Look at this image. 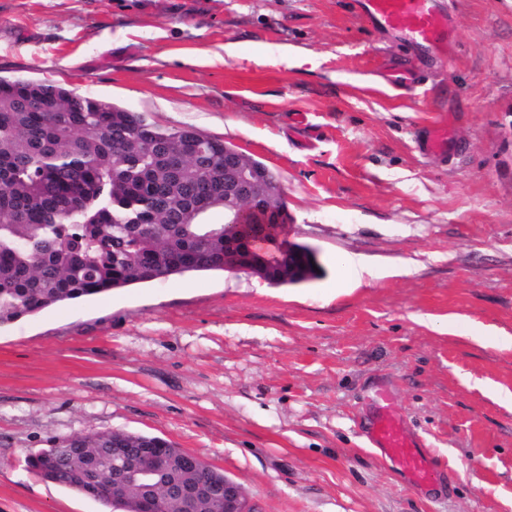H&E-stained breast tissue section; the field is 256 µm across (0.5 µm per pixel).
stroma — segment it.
Masks as SVG:
<instances>
[{
  "label": "stroma",
  "instance_id": "1",
  "mask_svg": "<svg viewBox=\"0 0 512 512\" xmlns=\"http://www.w3.org/2000/svg\"><path fill=\"white\" fill-rule=\"evenodd\" d=\"M440 63L356 0H0V78L42 80L237 147L280 177L322 278L171 277L0 328V512H107L42 480L54 440L165 439L251 512H512V0H445ZM236 47L234 55L225 45ZM417 62L402 90L384 68ZM446 124L448 158L417 139ZM359 258L370 276L339 265ZM409 265L410 271L397 269ZM454 480L408 485L361 433L381 390Z\"/></svg>",
  "mask_w": 512,
  "mask_h": 512
}]
</instances>
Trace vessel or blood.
<instances>
[{"instance_id": "obj_1", "label": "vessel or blood", "mask_w": 512, "mask_h": 512, "mask_svg": "<svg viewBox=\"0 0 512 512\" xmlns=\"http://www.w3.org/2000/svg\"><path fill=\"white\" fill-rule=\"evenodd\" d=\"M363 16L374 26L399 32L413 44L430 50L440 59L450 58L455 31L443 0H364ZM422 155L445 158L452 150L447 127L432 126L419 136ZM371 447L380 451L415 486L437 488L444 475L410 429L394 400L380 396L372 416L363 426Z\"/></svg>"}]
</instances>
